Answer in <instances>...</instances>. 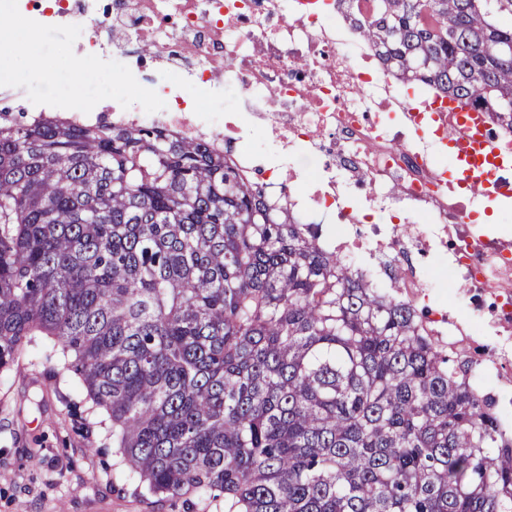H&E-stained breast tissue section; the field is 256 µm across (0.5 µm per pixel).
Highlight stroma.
Segmentation results:
<instances>
[{"label": "stroma", "instance_id": "stroma-1", "mask_svg": "<svg viewBox=\"0 0 512 512\" xmlns=\"http://www.w3.org/2000/svg\"><path fill=\"white\" fill-rule=\"evenodd\" d=\"M10 17L26 32L0 71V111L20 117L41 112L71 118L83 113L114 120L116 87L127 98L148 105L149 87L158 76L157 55L141 53L137 82L119 85L108 70L80 73L78 43L65 21L42 29L30 25L29 4ZM42 60L45 84L31 102L23 76L27 57ZM0 385V512H184L181 503L154 496L115 476V450L106 428L91 419L76 431L70 405L76 401V378L52 362L19 358Z\"/></svg>", "mask_w": 512, "mask_h": 512}]
</instances>
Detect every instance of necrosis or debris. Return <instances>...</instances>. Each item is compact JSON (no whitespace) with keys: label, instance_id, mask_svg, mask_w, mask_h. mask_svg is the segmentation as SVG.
Instances as JSON below:
<instances>
[{"label":"necrosis or debris","instance_id":"necrosis-or-debris-1","mask_svg":"<svg viewBox=\"0 0 512 512\" xmlns=\"http://www.w3.org/2000/svg\"><path fill=\"white\" fill-rule=\"evenodd\" d=\"M48 14L69 19L80 66L107 62L126 82L134 77L130 53L107 49L95 27L123 29L130 42L162 51L154 102L137 111L140 123L217 147L241 144L248 171L267 170L252 130L265 132L277 154L330 156L323 167L267 170V191L302 202L305 223L330 216L341 254L369 255L410 302L429 299L435 282L405 266L406 256L437 253L470 314L437 310L425 332L461 346L481 324L492 341L476 345L473 387L512 416V241L482 233L467 223L463 203L449 202L448 114L413 89L390 90L372 54L342 37L336 0H111L106 8L101 0H52ZM228 81L238 92L231 110L188 105L190 95L223 96ZM399 112L413 113L423 141L406 143L393 122ZM388 210L399 223H376Z\"/></svg>","mask_w":512,"mask_h":512}]
</instances>
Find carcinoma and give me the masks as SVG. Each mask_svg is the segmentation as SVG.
Segmentation results:
<instances>
[{"label": "carcinoma", "mask_w": 512, "mask_h": 512, "mask_svg": "<svg viewBox=\"0 0 512 512\" xmlns=\"http://www.w3.org/2000/svg\"><path fill=\"white\" fill-rule=\"evenodd\" d=\"M337 7L386 75L512 132V0ZM56 359L116 476L226 512H512V442L398 286L230 151L163 126L0 121V369Z\"/></svg>", "instance_id": "carcinoma-1"}]
</instances>
